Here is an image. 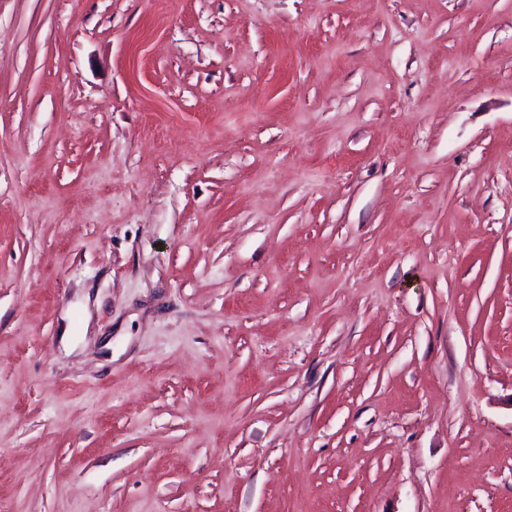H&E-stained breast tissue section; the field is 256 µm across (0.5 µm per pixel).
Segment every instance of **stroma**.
<instances>
[{
  "mask_svg": "<svg viewBox=\"0 0 512 512\" xmlns=\"http://www.w3.org/2000/svg\"><path fill=\"white\" fill-rule=\"evenodd\" d=\"M0 512H512V0H0Z\"/></svg>",
  "mask_w": 512,
  "mask_h": 512,
  "instance_id": "1",
  "label": "stroma"
}]
</instances>
